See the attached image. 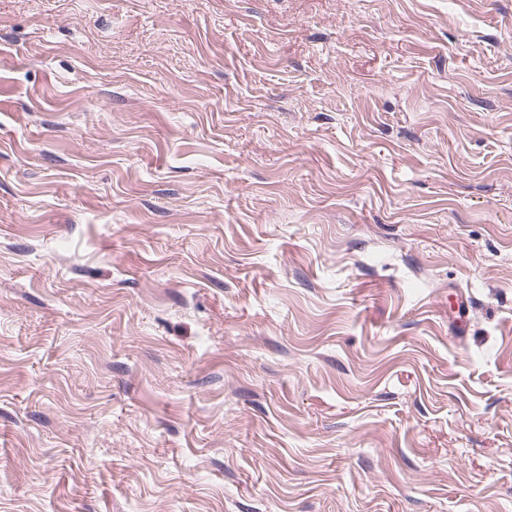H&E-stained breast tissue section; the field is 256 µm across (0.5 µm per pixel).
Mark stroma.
I'll return each mask as SVG.
<instances>
[{
	"label": "stroma",
	"instance_id": "35a3bbf8",
	"mask_svg": "<svg viewBox=\"0 0 512 512\" xmlns=\"http://www.w3.org/2000/svg\"><path fill=\"white\" fill-rule=\"evenodd\" d=\"M0 512H512V0H0Z\"/></svg>",
	"mask_w": 512,
	"mask_h": 512
}]
</instances>
